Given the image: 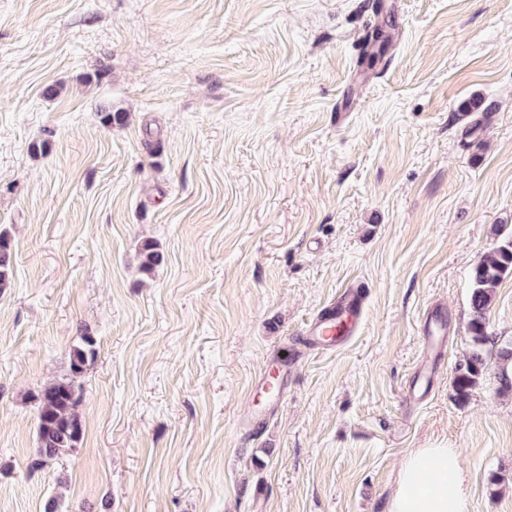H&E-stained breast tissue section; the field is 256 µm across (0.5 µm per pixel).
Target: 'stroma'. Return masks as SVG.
Wrapping results in <instances>:
<instances>
[{"label":"stroma","instance_id":"35a3bbf8","mask_svg":"<svg viewBox=\"0 0 512 512\" xmlns=\"http://www.w3.org/2000/svg\"><path fill=\"white\" fill-rule=\"evenodd\" d=\"M0 231V512H387L435 447L469 512H512V389L452 388L472 268L512 232V0H0ZM358 284V335L312 345ZM489 331L512 343V277ZM87 333L84 438L32 469L31 395ZM14 254L7 234L0 233V293L11 287ZM448 335V318L446 314L432 310L426 317L422 333V362L426 369L440 365Z\"/></svg>","mask_w":512,"mask_h":512}]
</instances>
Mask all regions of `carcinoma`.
<instances>
[{
  "label": "carcinoma",
  "mask_w": 512,
  "mask_h": 512,
  "mask_svg": "<svg viewBox=\"0 0 512 512\" xmlns=\"http://www.w3.org/2000/svg\"><path fill=\"white\" fill-rule=\"evenodd\" d=\"M142 267L150 270L163 260L154 244L142 245ZM14 254L8 235L0 233V293L11 287ZM512 276V233L507 234L487 255L473 267L471 317L469 334L475 349L468 360L459 365L453 377L457 399L465 401L479 384L488 369L482 346L489 341L487 313L494 293L500 283ZM97 353V340L86 334L81 337L69 357V377L44 386L33 395L38 414V447L31 468L36 469L66 449L75 448L83 435L82 419L78 412L80 403L77 379L82 377Z\"/></svg>",
  "instance_id": "carcinoma-1"
}]
</instances>
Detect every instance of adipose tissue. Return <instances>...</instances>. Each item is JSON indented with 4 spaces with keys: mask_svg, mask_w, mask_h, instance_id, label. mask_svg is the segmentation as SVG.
<instances>
[{
    "mask_svg": "<svg viewBox=\"0 0 512 512\" xmlns=\"http://www.w3.org/2000/svg\"><path fill=\"white\" fill-rule=\"evenodd\" d=\"M469 496L455 448H418L403 460L387 512H468Z\"/></svg>",
    "mask_w": 512,
    "mask_h": 512,
    "instance_id": "1",
    "label": "adipose tissue"
}]
</instances>
